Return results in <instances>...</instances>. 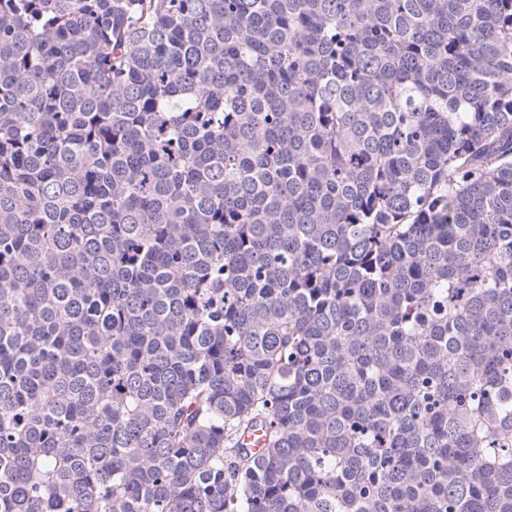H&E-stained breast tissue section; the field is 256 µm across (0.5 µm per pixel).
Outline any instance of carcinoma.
I'll use <instances>...</instances> for the list:
<instances>
[{
    "label": "carcinoma",
    "mask_w": 512,
    "mask_h": 512,
    "mask_svg": "<svg viewBox=\"0 0 512 512\" xmlns=\"http://www.w3.org/2000/svg\"><path fill=\"white\" fill-rule=\"evenodd\" d=\"M0 512H512V0H0Z\"/></svg>",
    "instance_id": "obj_1"
}]
</instances>
